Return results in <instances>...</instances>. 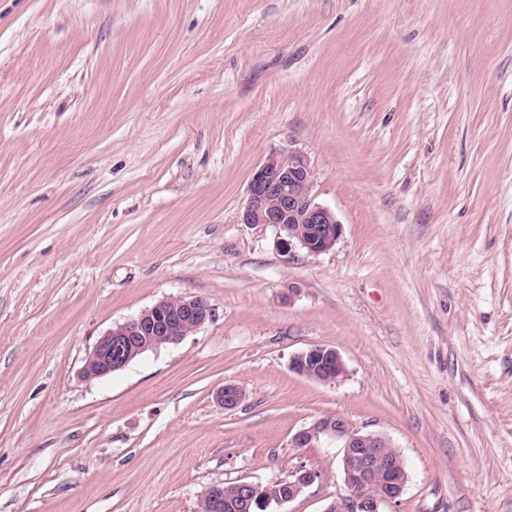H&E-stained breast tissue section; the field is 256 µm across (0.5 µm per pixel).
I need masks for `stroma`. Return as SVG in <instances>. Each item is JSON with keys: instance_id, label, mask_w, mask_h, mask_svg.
Segmentation results:
<instances>
[{"instance_id": "stroma-1", "label": "stroma", "mask_w": 512, "mask_h": 512, "mask_svg": "<svg viewBox=\"0 0 512 512\" xmlns=\"http://www.w3.org/2000/svg\"><path fill=\"white\" fill-rule=\"evenodd\" d=\"M295 151L319 255L240 221ZM195 295L196 332L80 377ZM318 344L343 380L290 370ZM327 415L398 447L392 512H512V0H0V512H198L302 463L278 512H325L341 444L292 438ZM212 316V308L203 297L164 298L107 330L84 359L80 376L86 381L110 376L144 351L180 342Z\"/></svg>"}]
</instances>
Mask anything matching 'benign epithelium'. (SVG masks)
<instances>
[{
  "label": "benign epithelium",
  "mask_w": 512,
  "mask_h": 512,
  "mask_svg": "<svg viewBox=\"0 0 512 512\" xmlns=\"http://www.w3.org/2000/svg\"><path fill=\"white\" fill-rule=\"evenodd\" d=\"M243 224L271 225L279 230L278 244L285 252L300 248L310 255L332 249L342 234V224L328 207L316 202L314 173L306 156L286 158L272 154L253 173L248 201L241 213ZM212 318V308L200 296L169 297L137 316L107 330L84 359L80 376L93 381L124 369L133 358L165 344H176ZM290 369L306 378L332 382L347 376L340 352L326 345H313L297 354ZM245 393L226 383L216 399L226 411L235 410ZM343 440L340 458L345 494L332 501L324 512H385L399 502L409 474L399 451L380 433H361L341 416H325L292 438L296 448H306L320 436ZM314 466L298 465L285 479L265 485L239 483L241 502L259 498L261 507L281 506L296 499L320 479Z\"/></svg>",
  "instance_id": "1"
}]
</instances>
